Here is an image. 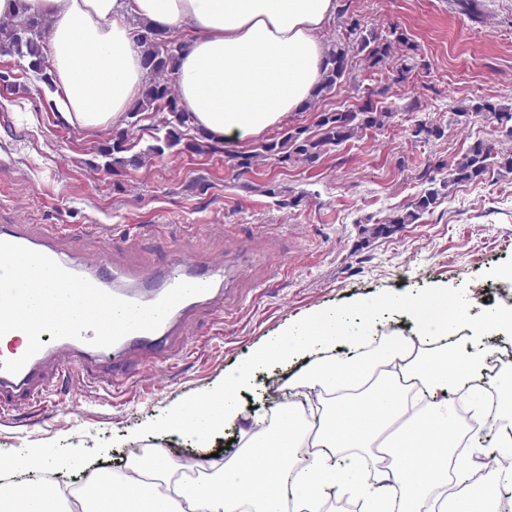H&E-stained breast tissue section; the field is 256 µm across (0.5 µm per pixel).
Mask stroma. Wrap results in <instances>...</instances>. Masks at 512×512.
<instances>
[{"label":"stroma","mask_w":512,"mask_h":512,"mask_svg":"<svg viewBox=\"0 0 512 512\" xmlns=\"http://www.w3.org/2000/svg\"><path fill=\"white\" fill-rule=\"evenodd\" d=\"M458 2L336 0L349 15L413 43L416 68L380 99L396 114L388 129L367 132L308 168L269 164L244 173L236 157L249 145L228 143L207 155L174 149L151 166L112 176L99 149L115 127L63 125L49 107L52 92L25 78L17 59L0 57V71H13L19 85L0 93V224L61 225L74 233L77 252L107 254L116 269L141 263L161 270L179 251L247 264L223 323L197 313L191 343L172 363L149 368L131 358L125 386L73 384L41 409L24 406L0 419V461L30 448L64 461L76 451L79 466L65 462L53 472L76 483L83 469H118L149 448L191 462L205 448L232 453L237 446L223 428L203 443L168 423L285 331L336 314L358 333V310L367 305L407 335L416 318L394 303L430 296L465 306L476 324L499 316L512 300V287L503 285L512 272V179L459 185L389 237L366 244L358 233L359 220L382 219L413 202L425 168L450 161L471 141H501L486 116H472L462 128L449 127L448 117L464 100L512 97V0H471L469 11ZM368 79L363 63L352 61L347 79L316 112L356 107L354 88ZM414 99L420 110L406 111ZM419 119L445 127L444 137L414 142L410 130ZM88 224L103 225L106 237H82ZM297 370L292 363L255 370L242 406L269 410L267 381Z\"/></svg>","instance_id":"stroma-1"}]
</instances>
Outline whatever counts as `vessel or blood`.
<instances>
[{"label":"vessel or blood","mask_w":512,"mask_h":512,"mask_svg":"<svg viewBox=\"0 0 512 512\" xmlns=\"http://www.w3.org/2000/svg\"><path fill=\"white\" fill-rule=\"evenodd\" d=\"M69 234L57 225H46L42 232H33L30 225L1 224L0 241L19 244L43 253L67 271L82 276L98 288L121 299L152 304L160 300L176 284L188 282L206 285L205 293L179 303L153 331H136L108 348L90 345L93 331H85L83 340L53 339L50 333L39 336L42 349L15 374L0 370V410L15 402L36 404L46 401L53 388L68 379H78L85 385L98 382L122 383L120 366L131 351H138L148 366L163 365L172 360L177 349L187 346L186 330L191 314L207 308L214 320L224 318V308L218 305L215 286L224 279V269L203 263L193 253L179 254L165 272H157L147 265L136 264L113 276L106 255H98L93 263L67 257L65 247Z\"/></svg>","instance_id":"1"}]
</instances>
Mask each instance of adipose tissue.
I'll use <instances>...</instances> for the list:
<instances>
[{"instance_id":"adipose-tissue-1","label":"adipose tissue","mask_w":512,"mask_h":512,"mask_svg":"<svg viewBox=\"0 0 512 512\" xmlns=\"http://www.w3.org/2000/svg\"><path fill=\"white\" fill-rule=\"evenodd\" d=\"M51 22L48 49L55 108L75 129L120 123L146 79L128 24L136 16L182 35L176 90L197 128L227 142H246L299 111L318 81L326 52L321 30L336 0H27ZM464 315L436 313L413 336L382 331L366 316L360 335L339 320L303 327L271 344L251 368L224 376V385L182 406L173 428L207 439L214 426L237 428L240 448L208 457L195 477L185 464L157 452L134 460L103 484L92 472L75 499L15 487L0 494V512H93L104 490L123 512H324L329 500L352 498L363 512H498L512 493V454L488 461L480 433H467L453 405L468 402L473 375L488 353L481 332L459 335ZM331 359H314L317 348ZM308 360L284 388L292 401L272 416L246 415L237 395L252 367ZM489 388L496 411L474 404L497 445L512 451V373ZM456 402V403H457ZM486 460L488 482L475 492L454 463L460 446Z\"/></svg>"}]
</instances>
